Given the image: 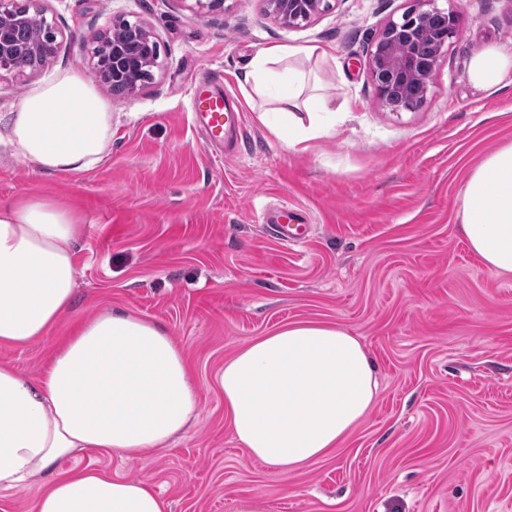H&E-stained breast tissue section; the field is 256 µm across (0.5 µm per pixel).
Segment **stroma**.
<instances>
[{
	"label": "stroma",
	"mask_w": 512,
	"mask_h": 512,
	"mask_svg": "<svg viewBox=\"0 0 512 512\" xmlns=\"http://www.w3.org/2000/svg\"><path fill=\"white\" fill-rule=\"evenodd\" d=\"M57 27L55 58L33 76L0 75V119L68 71L89 73L86 48L113 16L156 33L160 67L133 97L100 87L112 143L93 169L46 174L0 143V204L52 196L83 224L77 293L45 336L0 344V365L33 376L72 324L122 308L166 327L199 388L194 425L142 459L85 452L58 468H92L161 489L170 512H512V276L486 271L463 240L470 170L512 143V73L491 87L468 77L483 47H512V0H438L459 33L415 111L382 107L368 51L410 0H330L287 27L263 0H41ZM271 44H320L305 62L334 110L306 149L260 119L272 102L246 83ZM242 110L228 156L194 123L196 88ZM292 205L312 217L307 242L282 246L258 221ZM316 319L358 336L377 369L372 409L346 441L279 474L252 460L224 415L225 358L291 322Z\"/></svg>",
	"instance_id": "obj_1"
}]
</instances>
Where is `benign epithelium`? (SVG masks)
Here are the masks:
<instances>
[{
    "mask_svg": "<svg viewBox=\"0 0 512 512\" xmlns=\"http://www.w3.org/2000/svg\"><path fill=\"white\" fill-rule=\"evenodd\" d=\"M266 13L276 22L295 26L329 7L327 0H264ZM436 0H412V6L398 20L389 21L378 34L369 53V70L382 106L391 112L414 111L424 105L448 41L457 36L458 16L452 9H440ZM42 24V36L22 42L15 29L28 15ZM433 45L431 55L399 54L398 45L420 41ZM57 30L47 21L38 0L20 9L17 0H0V73H13L12 58L26 53L33 59L29 71L43 67L56 50ZM160 45L153 31L140 21L119 17L102 34L91 51V68L99 82L118 86L126 95L137 94L152 79L158 66Z\"/></svg>",
    "mask_w": 512,
    "mask_h": 512,
    "instance_id": "obj_1",
    "label": "benign epithelium"
}]
</instances>
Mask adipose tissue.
I'll return each mask as SVG.
<instances>
[{
    "instance_id": "1",
    "label": "adipose tissue",
    "mask_w": 512,
    "mask_h": 512,
    "mask_svg": "<svg viewBox=\"0 0 512 512\" xmlns=\"http://www.w3.org/2000/svg\"><path fill=\"white\" fill-rule=\"evenodd\" d=\"M318 44L259 50L256 92L288 117V145L323 129L325 97L300 99L309 75L299 60L325 57ZM512 72V48L472 58L476 87ZM1 138L41 171L83 172L112 141V111L95 85L72 71L26 95ZM461 232L486 269L512 275V144L488 155L462 188ZM79 218L50 198L0 205V343L45 335L71 308ZM224 412L250 456L285 474L339 448L372 407L377 380L348 329L307 320L238 350L218 376ZM198 388L166 328L121 309L78 322L37 377L0 366V490L33 492L36 512H170L144 481L84 468L57 471L86 451L143 458L167 448L197 416Z\"/></svg>"
}]
</instances>
